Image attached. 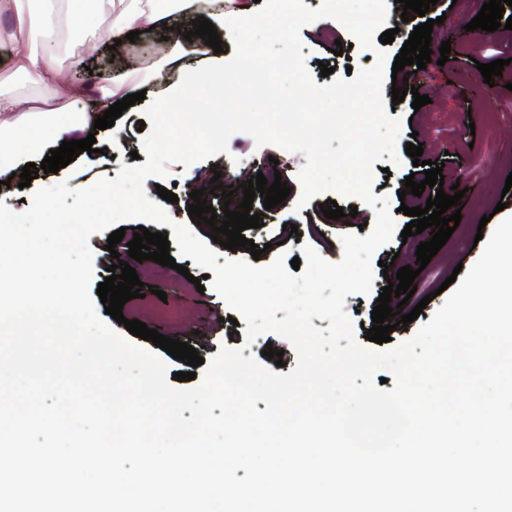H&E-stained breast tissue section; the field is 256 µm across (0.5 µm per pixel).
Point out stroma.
Segmentation results:
<instances>
[{"mask_svg": "<svg viewBox=\"0 0 512 512\" xmlns=\"http://www.w3.org/2000/svg\"><path fill=\"white\" fill-rule=\"evenodd\" d=\"M478 13L472 0H437L430 7L428 16L435 19L431 37L432 60L425 69L409 75L408 82L419 93L428 95L430 102L420 109H413L410 101L396 104L394 115L401 121L400 142L417 138L423 145V157L443 164L445 186L459 185L465 189L467 215L462 218L446 244L432 257L426 268L415 278L414 295L403 306L412 311L417 304L425 309L417 321L407 327H396L391 334L392 346H399L415 336L422 324L429 322L433 314L445 303L446 294L439 288L455 267L470 269L479 259L482 249L475 246L476 234L490 236L495 225L504 217L512 216V191H506L505 181L512 174V30L499 29L493 32L467 31L466 25ZM163 25L141 32V39L153 41L151 54L143 55L133 44L123 48L125 66L120 79L131 83L134 91H145L144 102L134 104L114 126L99 131L96 136V153L79 154L75 161L55 173L40 174L26 188L18 185L0 184V203L16 213L29 209L34 190L67 183L68 187L81 189L100 179H113L121 166L132 165V151L141 150L144 139L140 127L146 120L148 102L162 95L166 83L174 81L184 66V59H171L170 42L164 41ZM302 52L306 65L317 84H325L320 73L321 66L333 67L335 77L353 80V72L361 67L373 65L375 54L355 46L353 37L345 28L336 26L334 20L324 18L303 27L300 31ZM450 41L451 53L446 65H439V47L442 41ZM94 49L78 45L76 39L63 40L52 48L54 59L61 69L62 88L56 102L68 106L69 110L92 113L96 110V94L90 93L78 100H69L66 88L76 80L78 72L75 61L84 66L96 67L98 60L107 56L110 44L105 25H98L93 39ZM342 43V55H334L335 43ZM505 60L506 66L499 78L501 83L496 94L487 95L479 64ZM306 162L303 154L289 152L273 145H257L248 134L237 133L228 141L226 152L190 165L170 163L165 177H148L144 182V193L153 198L158 188L173 190L178 201L167 204L166 210L172 223L186 224L198 238L209 233L208 224L197 223L189 216L186 202L192 190L209 187L214 171H221L223 185L234 186L233 202H241L243 193L240 184L252 178L254 171H262L267 181L282 178L291 189L289 196L276 207L264 206L263 197H256L253 212L259 213L263 225L247 229L246 238L254 240L263 252L257 258L260 265H268L278 254L287 258L300 255L303 245H310L323 258L331 262L340 261L343 249L340 236L343 233H358L360 224L374 221L373 209L366 203L356 205L355 218L343 221L324 217L322 203L336 200L338 206L349 207L345 198H334L332 193L313 197L301 203L302 187L298 174ZM375 178L372 192L377 196H388L392 217L398 229L392 240L374 254L379 265L374 269L373 288L370 294L353 293L344 300V311L355 325L357 340H364L366 328L372 327L371 312L380 296L387 277L396 276L398 268L416 265V249L432 237L431 231L408 238L401 237L410 218L400 213L399 194L404 188L406 176L415 181L425 178L423 167H416L408 155H401L400 163L385 169L383 162L373 165ZM504 203V210H497V203ZM489 217V224H482V217ZM171 223V225H172ZM284 224L298 227L295 235L281 232ZM171 225L149 223L150 232H162L172 236ZM177 266L188 267V275L146 260L135 263L134 268L141 282L151 285L152 293L125 303V318L137 319L160 334L189 343L200 357L211 359L221 346L238 348L248 346L250 354L260 356L266 346H273L283 354L284 372H291L297 362L291 343L272 332L259 335L254 342H247L245 323L231 324L233 313L221 296L211 288L197 291L194 281L202 277L203 268L195 266L193 260L179 256L177 248H170ZM166 292V299H159V292Z\"/></svg>", "mask_w": 512, "mask_h": 512, "instance_id": "35a3bbf8", "label": "stroma"}]
</instances>
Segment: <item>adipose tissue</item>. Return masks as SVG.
<instances>
[{"instance_id":"ef3b65f1","label":"adipose tissue","mask_w":512,"mask_h":512,"mask_svg":"<svg viewBox=\"0 0 512 512\" xmlns=\"http://www.w3.org/2000/svg\"><path fill=\"white\" fill-rule=\"evenodd\" d=\"M211 0H0V51L12 72L0 79V177L17 171L24 153L36 152L65 133L87 126L85 112L59 116L50 107L60 68L33 46L34 31L62 36L107 20L111 39L142 23L203 8Z\"/></svg>"}]
</instances>
